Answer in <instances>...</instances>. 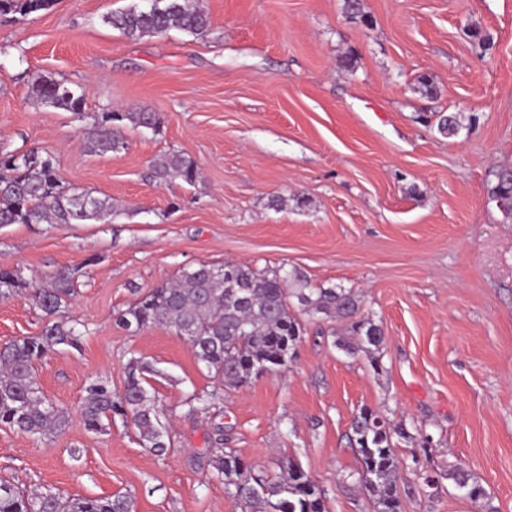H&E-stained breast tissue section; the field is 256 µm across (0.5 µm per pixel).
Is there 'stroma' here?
<instances>
[{
  "instance_id": "1",
  "label": "stroma",
  "mask_w": 512,
  "mask_h": 512,
  "mask_svg": "<svg viewBox=\"0 0 512 512\" xmlns=\"http://www.w3.org/2000/svg\"><path fill=\"white\" fill-rule=\"evenodd\" d=\"M135 2L55 0L0 17V147L50 151L67 186L118 206L106 223L0 226V270L25 285L0 298V346L41 332L31 290L59 267L81 270L61 311L80 344L36 366L71 424L39 441L0 426V477L32 492L126 494L134 512H241L211 466L220 428L255 469L295 459L327 489V512H372L349 443L367 406L410 433L400 460L430 435L433 467H462L486 492L481 504L404 470L401 512H512V216L488 195L494 171L512 167V0H360L363 23L343 0H199L205 31L142 39L103 22ZM36 73L79 87L84 118L33 101ZM422 73L433 96L416 89ZM111 110H148L159 126L88 153L93 115ZM432 112L469 124L448 139L421 121ZM166 151L194 161L195 184L151 178ZM227 261L357 290L385 331L382 371L310 320L288 372L189 414L187 400L215 384L186 339L115 318L137 290ZM134 356L156 368L150 384L170 412L164 456L122 419L97 434L78 419L86 381L122 391Z\"/></svg>"
}]
</instances>
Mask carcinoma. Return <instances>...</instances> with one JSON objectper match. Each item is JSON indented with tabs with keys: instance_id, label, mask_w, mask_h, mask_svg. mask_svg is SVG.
<instances>
[{
	"instance_id": "obj_1",
	"label": "carcinoma",
	"mask_w": 512,
	"mask_h": 512,
	"mask_svg": "<svg viewBox=\"0 0 512 512\" xmlns=\"http://www.w3.org/2000/svg\"><path fill=\"white\" fill-rule=\"evenodd\" d=\"M54 0H0V16H26L47 9ZM103 21L130 39L157 37L172 30L199 34L209 26L206 13L192 0H153L142 9L131 6L109 12ZM29 94L38 104L84 117L83 94L50 76L31 79ZM92 130L85 140L94 155L117 153L125 148L122 130L155 129L154 112H102L92 116ZM464 128L462 115L437 113L436 129L445 138ZM151 177L159 182L180 178L192 184L198 177L195 163L179 152H165L150 163ZM491 200L512 215V169L501 168L489 189ZM108 198L66 187L58 175V159L46 150L0 149V226L9 224L103 223L114 212ZM23 283L10 271L0 270V297L19 291ZM77 269L60 267L33 302L46 317L36 336H26L0 347V426L34 438H45L67 428L69 412L48 400L35 378V365L59 346L75 347L76 327L58 318L78 294ZM356 291L342 285H314L298 268L259 269L248 263L201 264L183 270L177 278L138 295L121 311L116 323L140 331L163 326L184 337L198 361L226 390H239L263 371L283 373L297 356L304 333L300 315L310 320L338 323L334 345L349 357L364 354L374 372L382 370L380 356L386 336L381 324L361 311ZM158 374L150 363L129 361L124 388L116 393L109 382L90 379L84 387L79 419L90 432L105 430L119 416L136 429L143 448L157 456L171 447L162 422L166 414L149 379ZM218 393L197 394L187 401L189 412L209 409ZM407 438L404 429L379 409L362 407L351 421L350 443L359 466L356 484L372 504L373 512H400L398 478L407 467L426 486L437 487L431 475L428 436L419 435L420 452L401 461L395 438ZM223 430L215 431L217 445L211 457L216 476L239 503L242 512H326L327 490L314 482L295 461L273 459V466L257 472L234 451L220 448ZM446 478L455 489L474 501L486 497L484 489L461 467L448 469ZM0 512H133L124 495L63 497L57 493L28 494L19 484L0 479Z\"/></svg>"
}]
</instances>
